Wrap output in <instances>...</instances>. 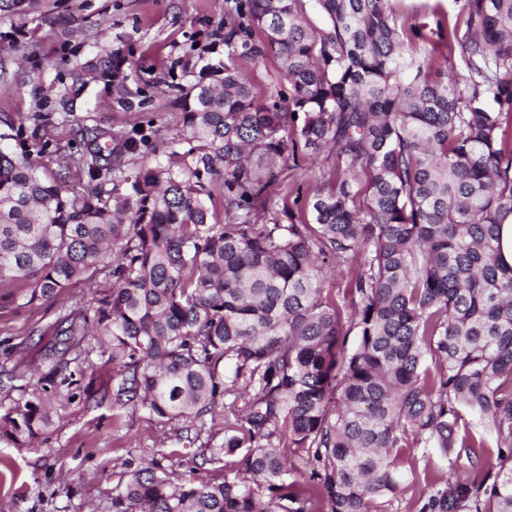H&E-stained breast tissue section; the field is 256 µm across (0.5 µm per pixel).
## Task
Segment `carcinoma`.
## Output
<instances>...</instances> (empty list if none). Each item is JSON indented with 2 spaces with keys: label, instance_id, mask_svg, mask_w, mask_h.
Wrapping results in <instances>:
<instances>
[{
  "label": "carcinoma",
  "instance_id": "obj_1",
  "mask_svg": "<svg viewBox=\"0 0 512 512\" xmlns=\"http://www.w3.org/2000/svg\"><path fill=\"white\" fill-rule=\"evenodd\" d=\"M239 0L224 20V65L182 88L188 133L167 139L78 127L86 150L54 171L48 142L0 131V300L56 299L101 273L112 288L69 315L44 346L52 362L0 410L24 446L77 397L71 360L112 348L114 403L206 435L201 465L222 481L175 483L158 460H129L112 512H393L402 451L434 448L466 482L432 477L417 512H512V266L499 254L512 217V0H461L468 75L431 80L423 28L392 0ZM41 0H0V17ZM267 39L252 40L251 26ZM280 57L288 103L256 101L237 61ZM120 51L77 58L41 97L35 125L68 122L93 81L121 83ZM147 146L152 165L117 162ZM329 192L275 201V166L325 150ZM351 273L324 295L323 263ZM357 332L353 347L348 338ZM224 441L212 444L215 420ZM300 448L309 480L288 478ZM238 456L228 465L227 456Z\"/></svg>",
  "mask_w": 512,
  "mask_h": 512
}]
</instances>
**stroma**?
<instances>
[{"label": "stroma", "mask_w": 512, "mask_h": 512, "mask_svg": "<svg viewBox=\"0 0 512 512\" xmlns=\"http://www.w3.org/2000/svg\"><path fill=\"white\" fill-rule=\"evenodd\" d=\"M235 0H64L60 9L44 8L32 20L0 18V32L21 30L14 41L0 39V129L19 128L23 139L48 140L53 157L79 154V138L70 128L35 127L32 116L43 87L53 84L74 57L94 45L109 43L123 59L125 87L90 86L75 107L76 118L105 130L130 131L151 125L156 137L182 133L178 87L188 72L199 71L201 58L217 62L224 45L213 40L223 30L224 15ZM401 24H421L434 55L442 59V75L462 76L466 67L459 49L449 48L436 35L437 23H454L457 0H392ZM241 71L258 101H269L288 89L280 60L266 55L244 62ZM278 195L298 190L330 191L337 182L334 154L276 169ZM105 277L82 284L59 298L18 308L0 301V400L19 398L47 371L44 335L70 310L94 303ZM80 395L67 403L51 431L24 448L0 438V512H104L112 499L126 459H149L177 451L176 477L184 482L201 478L195 468V445L176 438L177 424L160 423L139 406L115 405L112 394L123 367L109 348L95 349L82 361ZM435 473L466 481L468 462L449 468L435 449H414L403 463L406 489L395 506L413 512L426 485L424 466Z\"/></svg>", "instance_id": "35a3bbf8"}]
</instances>
